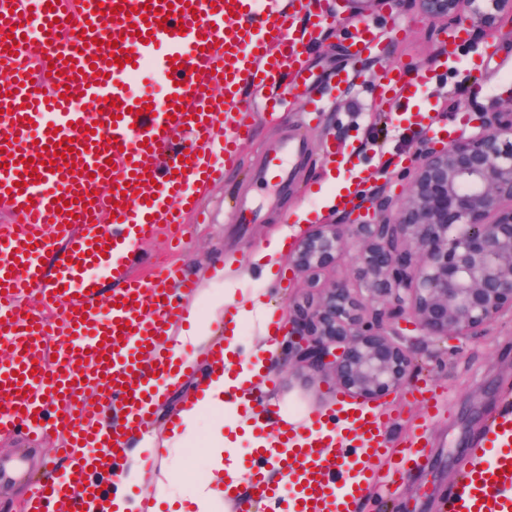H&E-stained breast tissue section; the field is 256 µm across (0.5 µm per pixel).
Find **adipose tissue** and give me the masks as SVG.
Returning <instances> with one entry per match:
<instances>
[{
  "label": "adipose tissue",
  "instance_id": "1",
  "mask_svg": "<svg viewBox=\"0 0 512 512\" xmlns=\"http://www.w3.org/2000/svg\"><path fill=\"white\" fill-rule=\"evenodd\" d=\"M225 367L223 372L205 374L197 391L181 407L185 424L182 436L172 438L171 452L180 456L186 436L192 435L197 423L206 414L222 410L231 415V433L220 437L208 454V475L205 480L187 484L170 479L156 497L157 504L166 505L168 512H215L224 499L225 486L244 487L249 485L252 474L241 466L234 449L241 437L252 438L259 448L270 447L269 439L255 438L254 422L250 414L242 412L235 395L251 388L258 374L265 369L264 362L248 364L239 361L236 354V339L228 337L224 347Z\"/></svg>",
  "mask_w": 512,
  "mask_h": 512
}]
</instances>
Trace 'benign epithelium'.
<instances>
[{
	"label": "benign epithelium",
	"instance_id": "1",
	"mask_svg": "<svg viewBox=\"0 0 512 512\" xmlns=\"http://www.w3.org/2000/svg\"><path fill=\"white\" fill-rule=\"evenodd\" d=\"M427 19H454L498 33L512 0H415ZM405 196L378 187L374 219L319 224L303 235L291 263L319 292L311 329L289 337L297 363L315 362L364 399L401 390L412 359L397 340L407 314L428 336L448 342L512 315V113L489 109L473 134L441 149L420 136ZM356 247L353 275L322 282L325 269ZM384 303L376 319L368 305Z\"/></svg>",
	"mask_w": 512,
	"mask_h": 512
}]
</instances>
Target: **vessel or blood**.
Segmentation results:
<instances>
[{
	"instance_id": "1",
	"label": "vessel or blood",
	"mask_w": 512,
	"mask_h": 512,
	"mask_svg": "<svg viewBox=\"0 0 512 512\" xmlns=\"http://www.w3.org/2000/svg\"><path fill=\"white\" fill-rule=\"evenodd\" d=\"M335 19L329 0H0V212L11 218L0 226V435L60 434L75 469L70 480L35 482L26 512H86L115 478L91 468L88 448L119 460L129 432L149 431L145 399L174 370L223 368L220 342L187 361L169 351L167 330L194 284L173 262L133 273V248L198 212L199 192L218 173L213 154L233 164L251 136L243 89L278 111L284 91L308 84L306 56ZM347 41L358 56L378 34L355 23ZM32 60L53 62L54 75L34 76ZM136 66L165 82L164 97L129 93ZM414 86L386 64L376 98L410 110L407 133L440 135L432 113L411 111ZM77 97L90 111L73 109ZM307 150L304 139L284 141L260 178L286 187L289 156ZM62 202L68 211H57ZM103 272L113 281L106 297ZM334 420L319 412L305 431L277 432L299 485L292 494L270 484L257 449L248 490H224L235 512L254 500L273 512H358L374 460L403 474L428 459L426 432L389 448L368 409L350 417L353 447L336 448L323 437ZM448 512H512V411L493 420L461 468Z\"/></svg>"
}]
</instances>
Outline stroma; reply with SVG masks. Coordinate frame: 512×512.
Returning <instances> with one entry per match:
<instances>
[{
  "label": "stroma",
  "mask_w": 512,
  "mask_h": 512,
  "mask_svg": "<svg viewBox=\"0 0 512 512\" xmlns=\"http://www.w3.org/2000/svg\"><path fill=\"white\" fill-rule=\"evenodd\" d=\"M369 21L379 34L378 58L357 63L348 58V23L343 19L326 29L310 51L307 65L318 77L320 90H328L332 71L357 70L356 87L334 95L319 121L305 123L298 100L275 122L255 108L250 144L235 164L225 168L222 178L203 192L205 218L189 224L180 241L176 259L196 280L197 289L183 318L173 325L172 334H179L194 321L216 339H223L227 319L213 317L212 311L223 304L230 288H261L266 292V317L239 324L240 360H254L268 314L302 322L305 309L314 300L304 286L303 276L285 255L278 257L272 276H265L257 255L265 241L282 228H289L296 241L312 225L326 223L336 182L351 181L361 174L375 179L386 170L394 176L391 192L403 190L405 183L400 175L405 168L395 165L394 156L402 150L415 153L418 144L405 140L400 121L388 120L368 98L370 83L381 63L413 68L420 77L417 104L440 103V120L459 132H473L472 116L484 111L489 103L505 106L512 102L511 37H496V54L490 59L481 53L482 41L470 39L440 76L428 80L424 74L440 55L447 20L423 19L414 0H400L391 13H375ZM467 72L482 74V93H458L460 79ZM298 133L304 135L310 149L294 164L287 190L253 182L252 175L259 169L263 154L278 149L284 140ZM331 138L353 155V167L336 170L323 151L324 143ZM373 138L380 141V148H371L369 141ZM243 187L250 189L262 210L259 223L232 224L224 217L232 195ZM400 329V341L416 363L410 384L425 382L445 394L444 401L432 411H425L405 389L374 400L344 393L332 376L315 365L289 362L288 343L281 334L272 340V370L254 387L277 404L281 415L300 420L342 406L379 411L386 418L387 436L394 444L407 438L414 426L426 424L428 462L391 484L388 492L373 490L365 497L361 512H448V494L462 459L481 447L492 420L507 407V396L512 393V319L505 317L475 331L459 348L433 342L407 317L401 319ZM194 384V379H187L180 390L167 395L154 413L153 432L132 445L139 453L157 449L159 459L167 460L172 476L181 479L187 478L190 461L184 456L169 459L162 442L171 418ZM58 440L55 434L35 439L23 430L0 437V512H22L29 480L45 473Z\"/></svg>",
  "instance_id": "stroma-1"
}]
</instances>
